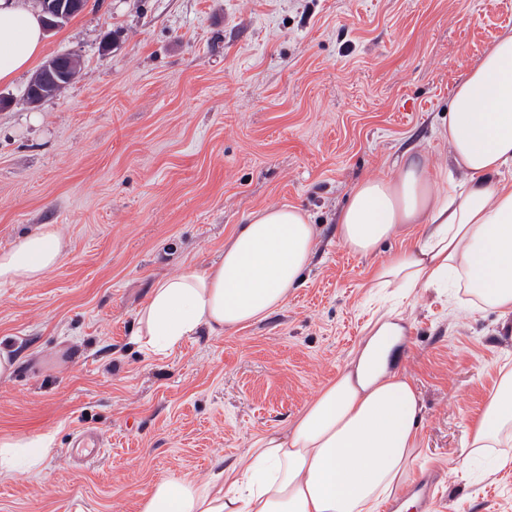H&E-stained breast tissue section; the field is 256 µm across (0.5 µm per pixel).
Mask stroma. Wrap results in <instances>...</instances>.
<instances>
[{
    "mask_svg": "<svg viewBox=\"0 0 512 512\" xmlns=\"http://www.w3.org/2000/svg\"><path fill=\"white\" fill-rule=\"evenodd\" d=\"M508 29L512 0H87L48 33L46 57L81 69L37 104L32 72L0 86V250L43 224L69 250L41 281L0 285L15 360L0 437L52 447L0 475V512H140L159 480L206 482L290 422L376 315L374 267L419 235L359 256L337 236L341 209L397 165L447 169L452 90ZM284 205L318 238L281 308L166 356L135 342L159 280L210 265L252 213ZM403 315L397 368L424 406L414 477L442 471L439 512H512V466L465 448L512 364V318L432 290ZM86 430L99 459L69 460Z\"/></svg>",
    "mask_w": 512,
    "mask_h": 512,
    "instance_id": "35a3bbf8",
    "label": "stroma"
}]
</instances>
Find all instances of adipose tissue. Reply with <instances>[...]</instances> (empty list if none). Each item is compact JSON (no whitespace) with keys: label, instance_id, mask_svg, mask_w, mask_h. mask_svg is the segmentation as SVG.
Listing matches in <instances>:
<instances>
[{"label":"adipose tissue","instance_id":"adipose-tissue-1","mask_svg":"<svg viewBox=\"0 0 512 512\" xmlns=\"http://www.w3.org/2000/svg\"><path fill=\"white\" fill-rule=\"evenodd\" d=\"M45 31L28 0H0V84L34 67ZM439 136L453 169L405 164L359 183L342 210L338 236L367 256L410 225L417 243L376 266L372 284L404 290L457 289L461 305L512 318V30L505 31L457 83ZM317 231L304 211L254 214L224 246L223 258L156 283L139 335L160 355L200 330L224 332L266 318L299 286ZM69 248L50 224L0 251V285L41 280ZM344 369L323 385L289 426L257 434L244 459L203 484L157 482L141 512H377L410 480L419 460L422 404L395 367L404 335L400 312L386 311ZM45 435L0 441V474L38 466ZM469 448L498 449L512 464V370L502 373L469 432Z\"/></svg>","mask_w":512,"mask_h":512}]
</instances>
